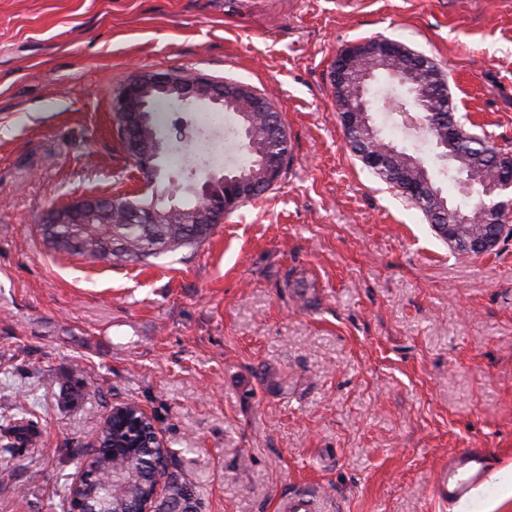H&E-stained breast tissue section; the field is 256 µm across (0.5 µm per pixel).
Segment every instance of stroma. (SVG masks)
<instances>
[{"instance_id": "35a3bbf8", "label": "stroma", "mask_w": 512, "mask_h": 512, "mask_svg": "<svg viewBox=\"0 0 512 512\" xmlns=\"http://www.w3.org/2000/svg\"><path fill=\"white\" fill-rule=\"evenodd\" d=\"M373 39L432 60L461 122L512 155V0H0V512H63L125 403L198 512H279L299 489L321 512H512L497 485L458 505L431 490L460 448L512 477V239L459 254L351 151L331 64ZM137 69L250 88L291 163L195 250L93 263L37 226L139 195L111 109ZM233 123L163 109L157 190L192 184L186 126L216 147ZM21 411L36 437L17 448Z\"/></svg>"}]
</instances>
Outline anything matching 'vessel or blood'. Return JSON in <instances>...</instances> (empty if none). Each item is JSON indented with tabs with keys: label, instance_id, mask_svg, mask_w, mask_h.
Masks as SVG:
<instances>
[{
	"label": "vessel or blood",
	"instance_id": "b4317fda",
	"mask_svg": "<svg viewBox=\"0 0 512 512\" xmlns=\"http://www.w3.org/2000/svg\"><path fill=\"white\" fill-rule=\"evenodd\" d=\"M488 473L489 461L485 451L461 449L449 457L447 464L437 468L433 495L444 504L470 501L486 486Z\"/></svg>",
	"mask_w": 512,
	"mask_h": 512
}]
</instances>
